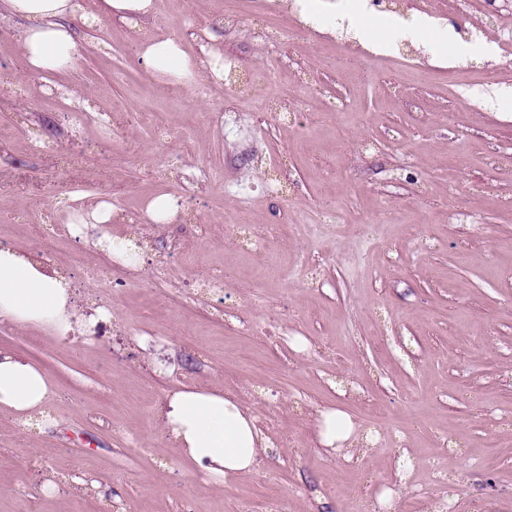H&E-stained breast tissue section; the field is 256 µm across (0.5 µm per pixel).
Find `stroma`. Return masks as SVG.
<instances>
[{"label": "stroma", "instance_id": "1", "mask_svg": "<svg viewBox=\"0 0 512 512\" xmlns=\"http://www.w3.org/2000/svg\"><path fill=\"white\" fill-rule=\"evenodd\" d=\"M266 3L158 0L135 27L72 18L74 63L51 77L25 71L0 24V245L64 272L83 314L105 312L70 343L0 325V349L54 383L40 420L0 413V512H275L296 484L293 512L358 497L429 512L443 495L447 512H512V0H395L390 28L432 18L391 54L310 30L309 0L271 17ZM140 29L197 58L217 42L242 74L158 83ZM484 41L495 55L472 54ZM269 68L277 83L255 88ZM158 190L179 223L139 219ZM78 198L112 203V235L142 243L136 268L86 243L89 227L18 233L65 223ZM249 224L306 225L270 243L277 276L254 263ZM217 273L223 288L205 289ZM245 320L286 333L245 336ZM183 385L278 413L249 473L217 483L182 458L162 410ZM330 407L353 418L349 451L315 440ZM342 462L355 470L340 479Z\"/></svg>", "mask_w": 512, "mask_h": 512}]
</instances>
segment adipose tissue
I'll use <instances>...</instances> for the list:
<instances>
[{
	"instance_id": "adipose-tissue-1",
	"label": "adipose tissue",
	"mask_w": 512,
	"mask_h": 512,
	"mask_svg": "<svg viewBox=\"0 0 512 512\" xmlns=\"http://www.w3.org/2000/svg\"><path fill=\"white\" fill-rule=\"evenodd\" d=\"M81 0H0V22L20 18L25 22L18 35L19 51L28 71L48 74L71 67L76 50L68 19L83 13ZM348 25L359 29L374 49L388 52L398 42L416 39L427 25L418 20L415 29H392L380 21L360 26L357 12L347 16ZM136 53L151 75L164 84H188L208 76L224 80V53L213 45L204 60L183 49L178 38L149 33L136 44ZM114 214L106 200L72 209L69 221L98 229L96 245L111 257L132 262L134 244L112 237L107 228ZM0 324L47 331L58 338L84 332L92 324L70 301L69 284L58 271L14 248L0 247ZM53 386L45 372L13 352L0 350V411L23 421L43 414ZM182 457L215 482L250 471L266 448L250 409L223 392L184 388L172 393L163 413ZM354 423L339 409L321 412L316 439L334 452L350 439Z\"/></svg>"
}]
</instances>
